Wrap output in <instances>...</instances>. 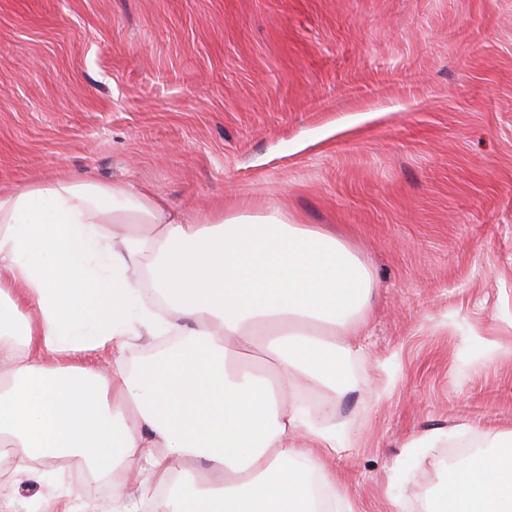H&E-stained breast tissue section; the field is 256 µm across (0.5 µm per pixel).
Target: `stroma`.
<instances>
[{"label":"stroma","instance_id":"stroma-1","mask_svg":"<svg viewBox=\"0 0 512 512\" xmlns=\"http://www.w3.org/2000/svg\"><path fill=\"white\" fill-rule=\"evenodd\" d=\"M59 179L278 209L367 260L327 461L363 512L413 435L512 428V0H0V192ZM42 468L76 512L109 493Z\"/></svg>","mask_w":512,"mask_h":512}]
</instances>
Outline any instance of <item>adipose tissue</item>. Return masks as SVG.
I'll use <instances>...</instances> for the list:
<instances>
[{
	"mask_svg": "<svg viewBox=\"0 0 512 512\" xmlns=\"http://www.w3.org/2000/svg\"><path fill=\"white\" fill-rule=\"evenodd\" d=\"M142 267L166 316L138 300ZM373 289L344 240L276 209L199 222L122 184L0 193V512H18L16 484L40 478L47 457L167 487L152 512H318L315 474L335 512H360L325 463L345 449L336 424L304 397L351 389L343 367L360 354ZM164 332L180 343L127 371L129 338ZM254 349L273 378L243 365ZM86 350L103 362L66 364ZM450 440L480 453L447 466L423 512H512V429L453 440L433 428L405 448L418 459ZM191 460L207 471L171 482L174 462Z\"/></svg>",
	"mask_w": 512,
	"mask_h": 512,
	"instance_id": "ef3b65f1",
	"label": "adipose tissue"
}]
</instances>
